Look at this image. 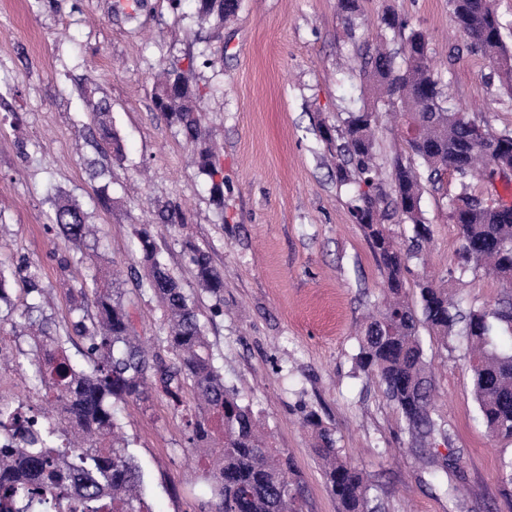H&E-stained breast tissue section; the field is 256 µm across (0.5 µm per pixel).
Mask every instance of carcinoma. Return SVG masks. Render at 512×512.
Masks as SVG:
<instances>
[{"mask_svg": "<svg viewBox=\"0 0 512 512\" xmlns=\"http://www.w3.org/2000/svg\"><path fill=\"white\" fill-rule=\"evenodd\" d=\"M459 36L499 68L512 88V54L505 50L500 22L492 0H450ZM241 0H198V12L219 20L233 17ZM355 37L357 0H337ZM381 37L403 35L401 51L382 45L360 63L359 72L373 87L380 106H363L346 113L338 126L320 125V138L336 150V180L351 187L349 210L361 225L386 278L384 311L364 326L358 337L357 365L374 376L401 415L412 444L433 447L448 441L436 412L431 358L420 336L426 327L446 346L459 324L471 343L473 392L489 432L512 440V295L492 308L464 312L448 292L429 281L417 284L418 304L409 301L404 274L419 260L429 237L421 207L423 185L436 184L453 173L460 192L449 200V220L461 236V258L473 269L483 268L505 284H512V210L487 203L469 192L468 180L487 165V145L471 139L461 109L450 108L441 80L429 56V38L389 11L381 17ZM212 65L204 52L189 56L187 68L173 62L164 79L153 87L154 109L170 120L191 145H198V168L210 183V197L224 210V164L220 154L202 145L200 113L212 88L190 87L185 72ZM400 113L408 152L394 155L389 167L378 161L375 133L380 108ZM96 157L87 160L92 178L112 176L111 161L123 158L112 123L100 122L89 132ZM391 178V191L383 175ZM46 202L53 210L49 229L64 242L81 248L94 234L87 213L63 201L50 187ZM413 226L411 244L403 249L390 235L392 217ZM158 223L171 231L187 223L177 203L166 204ZM146 275L130 268L136 291H148L164 307L170 325L166 351L170 358H149L138 343L132 302L112 290L95 273L69 288L71 328L51 330L43 312L49 292L41 287V269L26 263L15 271L0 268V303L27 316L30 349L13 357L15 370L31 372L38 382L37 401L0 405V429L19 437L13 451L0 447V512H152L142 497L144 474L130 443L120 433L114 403L139 400L148 383L160 384L175 407L190 391L195 406L182 416L188 443L200 454L211 486L210 512H299L292 494L293 469L259 431L250 405L224 382L211 344L192 297L162 260L151 225L136 230ZM188 260L201 291L224 304V276L210 255L186 243ZM84 341V364L69 354L74 338ZM318 429L316 454L324 462V479L341 512H375L370 486L361 471L336 455L333 434L319 427L316 413L306 416ZM429 464L447 476L441 489L448 497L460 494L453 478L454 455L433 453Z\"/></svg>", "mask_w": 512, "mask_h": 512, "instance_id": "cac0c4a2", "label": "carcinoma"}]
</instances>
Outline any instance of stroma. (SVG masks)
I'll return each instance as SVG.
<instances>
[{
    "label": "stroma",
    "instance_id": "1",
    "mask_svg": "<svg viewBox=\"0 0 512 512\" xmlns=\"http://www.w3.org/2000/svg\"><path fill=\"white\" fill-rule=\"evenodd\" d=\"M118 0H0V83L18 120L0 121V263H38L51 292L44 310L53 325L69 319L68 288L88 274L48 228L47 186L89 215L100 230L97 251L113 285L131 293L126 269L140 256L135 235L169 202L188 222L158 244L188 293L197 285L184 241L209 251L224 274V313L201 298L200 319L219 358L224 381L250 404L273 447L288 456L302 512H338L304 420L317 411L340 456L372 485L378 512H512V485L499 478V457L512 440L494 438L472 392L464 335L433 347L437 411L458 459L460 501L409 449L404 423L377 379L355 367L365 317L381 308L385 276L363 228L336 181V160L319 137L320 123L372 101L354 64L372 53L380 16L397 12L429 36V55L449 106L466 109L493 132H512V89L482 53L450 61L457 45L449 0H358L355 36L337 0H242L224 23L200 17L197 0H147L137 19L115 14ZM208 47L212 67L189 84L218 92L205 104L208 143L221 146L224 207L210 201L196 150L152 104L155 75L169 56ZM108 99L112 128L124 147L112 165L109 208L98 207L101 186L86 167L94 150L85 138L90 102ZM455 175L425 185L422 207L430 228L423 264H410L405 288L416 299L420 277L456 292L461 308L489 307L501 281L483 271L460 272L459 231L447 201ZM68 256V268L58 259ZM135 324L148 354L162 352L166 329L154 297H141ZM115 412L144 477L152 512H207L210 486L186 442L181 416L158 388Z\"/></svg>",
    "mask_w": 512,
    "mask_h": 512
}]
</instances>
